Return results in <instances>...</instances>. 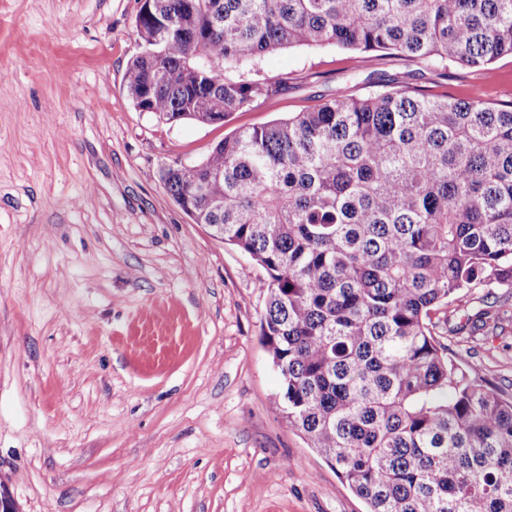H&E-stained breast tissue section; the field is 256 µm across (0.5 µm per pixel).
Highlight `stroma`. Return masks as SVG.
Here are the masks:
<instances>
[{
  "instance_id": "35a3bbf8",
  "label": "stroma",
  "mask_w": 512,
  "mask_h": 512,
  "mask_svg": "<svg viewBox=\"0 0 512 512\" xmlns=\"http://www.w3.org/2000/svg\"><path fill=\"white\" fill-rule=\"evenodd\" d=\"M140 0H0V488L18 512H367L279 415L267 275L193 223L163 167L240 127L394 87L512 103V57L442 69L333 46L265 55L280 95L221 125L135 108ZM447 343L512 398V288Z\"/></svg>"
}]
</instances>
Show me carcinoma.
<instances>
[{"mask_svg": "<svg viewBox=\"0 0 512 512\" xmlns=\"http://www.w3.org/2000/svg\"><path fill=\"white\" fill-rule=\"evenodd\" d=\"M134 106L225 122L285 89L260 58L338 46L485 68L512 0H145ZM161 179L268 277L277 411L368 512H512V399L448 357L474 290L512 288V106L406 88L241 129Z\"/></svg>", "mask_w": 512, "mask_h": 512, "instance_id": "1", "label": "carcinoma"}]
</instances>
